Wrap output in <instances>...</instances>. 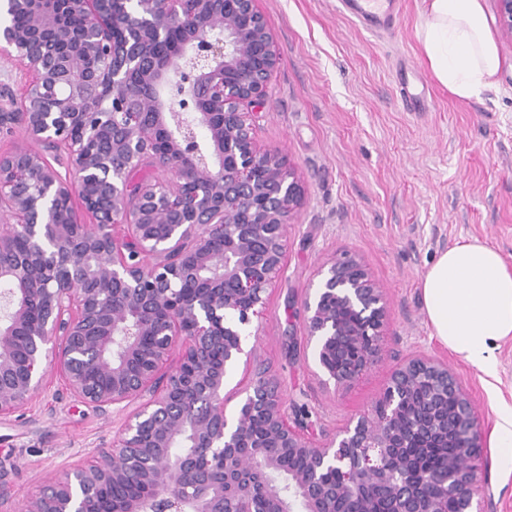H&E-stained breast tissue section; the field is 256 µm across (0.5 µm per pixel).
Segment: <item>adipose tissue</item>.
Masks as SVG:
<instances>
[{
    "label": "adipose tissue",
    "mask_w": 512,
    "mask_h": 512,
    "mask_svg": "<svg viewBox=\"0 0 512 512\" xmlns=\"http://www.w3.org/2000/svg\"><path fill=\"white\" fill-rule=\"evenodd\" d=\"M434 78L461 99L494 83L502 60L481 0H426L416 30ZM420 288L428 320L448 348L481 373L498 378V352L512 339V267L479 240L442 252Z\"/></svg>",
    "instance_id": "1"
}]
</instances>
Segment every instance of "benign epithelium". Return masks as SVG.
Instances as JSON below:
<instances>
[{
	"mask_svg": "<svg viewBox=\"0 0 512 512\" xmlns=\"http://www.w3.org/2000/svg\"><path fill=\"white\" fill-rule=\"evenodd\" d=\"M257 2L6 0L27 23L0 25V53L25 80L0 128L63 154L0 153V415L52 369L80 402L126 411L109 447L48 478L22 512H96L128 484L145 495L121 512H255L259 489L275 512H490L480 417L443 358L408 357L366 411L319 439L267 371L226 389L254 358L246 329L304 194L256 136L279 61ZM496 5L512 36V0ZM145 160L171 179L133 185ZM321 276L304 326L340 389L381 358L387 296L348 254ZM89 366L107 383L89 382ZM415 436L458 453L442 472L412 467ZM287 456L307 466L284 481Z\"/></svg>",
	"mask_w": 512,
	"mask_h": 512,
	"instance_id": "benign-epithelium-1",
	"label": "benign epithelium"
}]
</instances>
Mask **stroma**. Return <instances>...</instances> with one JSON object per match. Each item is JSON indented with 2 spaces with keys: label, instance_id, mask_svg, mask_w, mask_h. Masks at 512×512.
Segmentation results:
<instances>
[{
  "label": "stroma",
  "instance_id": "35a3bbf8",
  "mask_svg": "<svg viewBox=\"0 0 512 512\" xmlns=\"http://www.w3.org/2000/svg\"><path fill=\"white\" fill-rule=\"evenodd\" d=\"M279 49L256 134L295 170L304 198L293 218L284 269L266 293L256 360L278 382L290 417L315 435L338 430L377 396L393 367L417 352L447 360L469 387L485 434L496 408L512 405V340L502 344L497 379L453 353L425 314L420 279L440 253L477 238L512 265V38L485 9L502 66L495 86L463 100L430 79L416 39L425 0H403L396 28L379 36L341 14L336 0H258ZM429 78L430 108L404 110L399 62ZM359 256L387 290L383 359L344 391L324 382L318 341L303 330L299 302L316 291L332 255ZM295 351H288L289 336ZM122 414L83 405L57 371L16 412L0 416V479L13 505L50 476L109 446ZM493 512H512V471L487 448Z\"/></svg>",
  "mask_w": 512,
  "mask_h": 512
}]
</instances>
